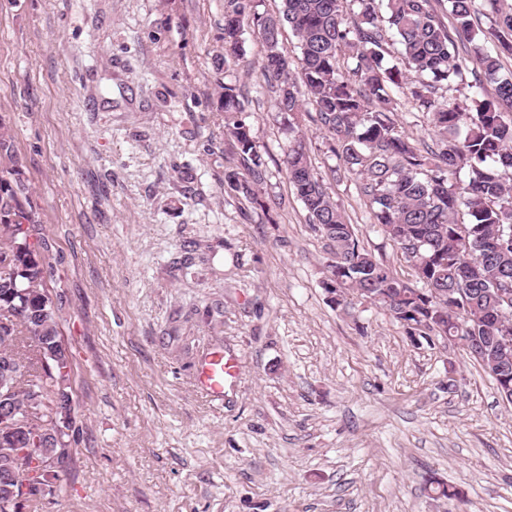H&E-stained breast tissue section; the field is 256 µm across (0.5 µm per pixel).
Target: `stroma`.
<instances>
[{
  "label": "stroma",
  "instance_id": "35a3bbf8",
  "mask_svg": "<svg viewBox=\"0 0 512 512\" xmlns=\"http://www.w3.org/2000/svg\"><path fill=\"white\" fill-rule=\"evenodd\" d=\"M223 25L224 0L0 5V113L82 429L60 491L27 512H512V405L491 376L383 308L329 301L249 24L240 86L268 208L225 184L240 158ZM301 129L360 243L411 280L315 124ZM214 352L238 362L218 397L197 381ZM431 478L462 500L432 498Z\"/></svg>",
  "mask_w": 512,
  "mask_h": 512
}]
</instances>
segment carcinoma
Returning a JSON list of instances; mask_svg holds the SVG:
<instances>
[{"label": "carcinoma", "mask_w": 512, "mask_h": 512, "mask_svg": "<svg viewBox=\"0 0 512 512\" xmlns=\"http://www.w3.org/2000/svg\"><path fill=\"white\" fill-rule=\"evenodd\" d=\"M359 8V22L345 18V3ZM276 15L259 12L256 0H224V130L233 139L242 168L227 170L224 183L263 208L258 186L266 162L245 115L237 73L245 55L244 23L261 35L265 60L260 87L274 97L288 148L282 164L308 223L326 242V268L336 287L357 290L386 308L409 336L432 344L455 341L493 377L512 388V325L492 314V288L512 289V75L500 74V59L512 56V8L502 0H448L450 29L433 0H281ZM494 17L486 30L474 20ZM289 27L298 40V63L282 50ZM400 47L392 61L390 44ZM472 45L468 57L462 47ZM413 71L418 80L405 81ZM496 84L483 95L480 76ZM465 84L462 100L439 94ZM407 96L426 116L431 142L415 139L393 118L394 94ZM313 106V122L326 140L337 170L347 174L368 203L373 223L396 247L419 245L414 275L421 287L400 279L385 261L360 245L344 209L319 177L298 115ZM465 174L464 184L456 182ZM39 223L15 147L14 128L0 115V378L9 370L14 397L42 411L48 422L37 457L46 461L77 443L75 419L47 421V412L68 391L62 366L44 360L56 350L58 322L44 300L48 265L28 241L27 224ZM468 229L462 247L457 225ZM12 465L0 456V512L11 507Z\"/></svg>", "instance_id": "carcinoma-1"}]
</instances>
